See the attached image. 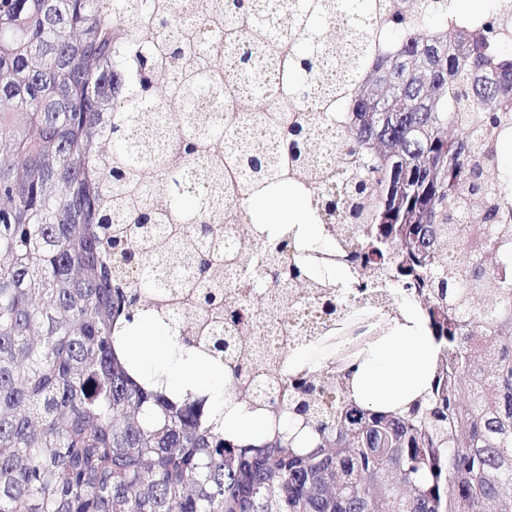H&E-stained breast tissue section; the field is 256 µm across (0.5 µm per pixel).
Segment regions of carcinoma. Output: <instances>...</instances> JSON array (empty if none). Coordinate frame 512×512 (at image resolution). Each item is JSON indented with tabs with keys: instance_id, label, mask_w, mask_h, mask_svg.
Wrapping results in <instances>:
<instances>
[{
	"instance_id": "1",
	"label": "carcinoma",
	"mask_w": 512,
	"mask_h": 512,
	"mask_svg": "<svg viewBox=\"0 0 512 512\" xmlns=\"http://www.w3.org/2000/svg\"><path fill=\"white\" fill-rule=\"evenodd\" d=\"M509 28L512 0H0V512H512ZM389 90L408 110L378 120ZM336 125L341 186L288 185ZM288 191L349 225L352 292L393 288L435 353L394 403L358 392L373 345L301 364L246 439L123 339L166 297L227 388L281 362L241 355L245 299L279 311L309 270L287 237L224 238Z\"/></svg>"
}]
</instances>
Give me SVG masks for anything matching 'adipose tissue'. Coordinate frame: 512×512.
I'll return each mask as SVG.
<instances>
[{"label":"adipose tissue","mask_w":512,"mask_h":512,"mask_svg":"<svg viewBox=\"0 0 512 512\" xmlns=\"http://www.w3.org/2000/svg\"><path fill=\"white\" fill-rule=\"evenodd\" d=\"M264 224L277 228L282 224L304 225L308 236H316V225L307 223L299 198L286 194L254 201ZM127 346L140 360L149 362L151 374L167 389L178 393L207 391L211 395L212 412L224 419V426L242 437L263 433L266 423L246 407L225 414L221 395L222 380H205V367L188 352L179 351L167 328L145 324L125 338ZM432 350L427 336L410 330L393 337L375 350L362 367L359 376L367 393L393 401L419 380L426 357Z\"/></svg>","instance_id":"adipose-tissue-1"}]
</instances>
